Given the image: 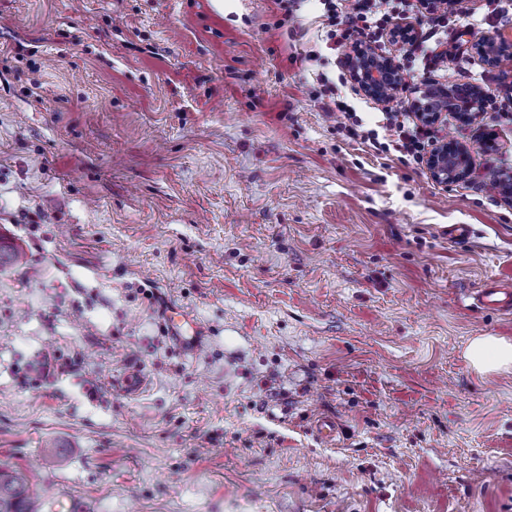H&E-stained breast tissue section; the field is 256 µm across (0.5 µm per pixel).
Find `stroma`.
<instances>
[{
    "label": "stroma",
    "instance_id": "obj_1",
    "mask_svg": "<svg viewBox=\"0 0 512 512\" xmlns=\"http://www.w3.org/2000/svg\"><path fill=\"white\" fill-rule=\"evenodd\" d=\"M469 23L512 52V0H459L429 66L381 45L398 99L491 93L438 127L471 153L446 187L320 108L326 78L366 128L385 109L320 0H0V468L42 512H512V370L464 356L512 340L468 305L512 280V202L480 184L512 171V71ZM465 356L480 374L512 368V341L497 336H479L471 340Z\"/></svg>",
    "mask_w": 512,
    "mask_h": 512
}]
</instances>
